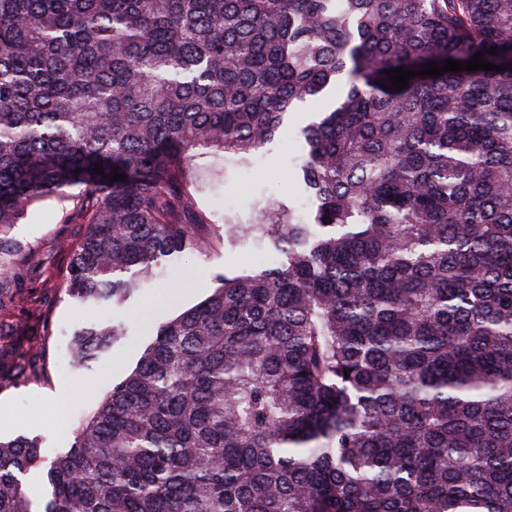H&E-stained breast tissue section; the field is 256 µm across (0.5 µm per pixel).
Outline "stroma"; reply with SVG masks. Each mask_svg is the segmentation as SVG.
Instances as JSON below:
<instances>
[{
    "label": "stroma",
    "mask_w": 512,
    "mask_h": 512,
    "mask_svg": "<svg viewBox=\"0 0 512 512\" xmlns=\"http://www.w3.org/2000/svg\"><path fill=\"white\" fill-rule=\"evenodd\" d=\"M308 118L305 111L291 113L274 142L251 166L236 169L227 183L207 195V205L245 219L259 196L265 195L293 200L299 212H306L307 202L298 192L293 161L302 151L299 130ZM72 206L66 196L48 199L11 230L12 236L29 243L42 258L34 282L38 306L27 316L29 334L40 354L30 376L15 382L0 381V437L39 439L51 456L69 448L75 429L97 409L112 380L136 367L159 326L211 296L224 276L272 259L263 251L224 246L190 253L163 267L149 287L122 306H86L62 289L68 262L62 245L78 242L84 231L83 226L65 221ZM111 320L123 322L125 336L87 366L74 368L70 355L74 335Z\"/></svg>",
    "instance_id": "1"
}]
</instances>
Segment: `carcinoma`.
I'll return each mask as SVG.
<instances>
[{"mask_svg": "<svg viewBox=\"0 0 512 512\" xmlns=\"http://www.w3.org/2000/svg\"><path fill=\"white\" fill-rule=\"evenodd\" d=\"M480 51L503 71L381 88ZM326 97L308 215L205 205ZM70 188L79 302L221 242L276 260L158 328L39 503V440L0 439V512H512V0H0V380L36 363L10 229Z\"/></svg>", "mask_w": 512, "mask_h": 512, "instance_id": "cac0c4a2", "label": "carcinoma"}]
</instances>
